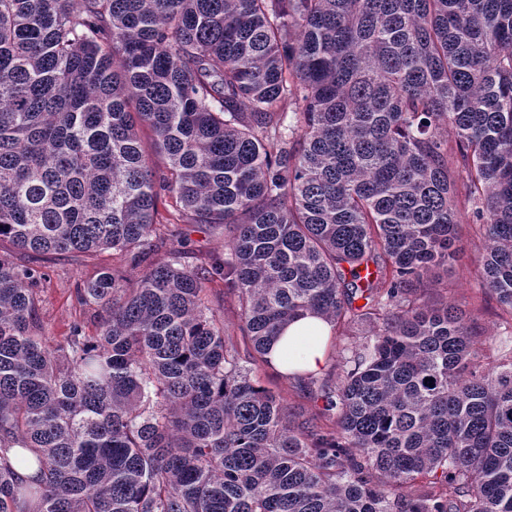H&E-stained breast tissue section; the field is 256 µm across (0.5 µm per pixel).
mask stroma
<instances>
[{"mask_svg":"<svg viewBox=\"0 0 512 512\" xmlns=\"http://www.w3.org/2000/svg\"><path fill=\"white\" fill-rule=\"evenodd\" d=\"M460 241L454 260L447 269H438L425 279L417 291L419 303L437 306L446 302L462 310L468 322L478 332L484 348L512 349V335L505 333L500 318L499 305L486 294L480 284L476 258L482 250V238L472 222L469 206H462ZM169 231L173 237H187L190 251L182 258L189 266L200 264L209 254L226 250L230 233L221 226H198L195 224H173ZM16 262L41 269L46 274L38 287V317L44 334L51 342L67 336L72 322L79 318L82 310L75 300V290L83 280L103 267L120 265L119 256L103 251L94 257L81 254H15ZM206 302L220 310L224 317V329L241 365L251 369L263 386L276 394L283 404L289 419L294 423H322V403L318 400L319 386L336 384L345 362L361 337L340 336L334 340L327 367L316 383L306 385L294 378L283 377L273 367L262 363L253 350L248 336L239 329L236 306L225 293L223 284H208Z\"/></svg>","mask_w":512,"mask_h":512,"instance_id":"obj_1","label":"stroma"}]
</instances>
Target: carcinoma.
Instances as JSON below:
<instances>
[{"label": "carcinoma", "instance_id": "carcinoma-1", "mask_svg": "<svg viewBox=\"0 0 512 512\" xmlns=\"http://www.w3.org/2000/svg\"><path fill=\"white\" fill-rule=\"evenodd\" d=\"M463 202L512 322V0H0V241L124 261L51 344L0 254V512H512V351L416 304ZM166 204L229 253L158 256ZM214 282L263 362L360 328L328 423L240 365Z\"/></svg>", "mask_w": 512, "mask_h": 512}]
</instances>
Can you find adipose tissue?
I'll return each instance as SVG.
<instances>
[{
	"mask_svg": "<svg viewBox=\"0 0 512 512\" xmlns=\"http://www.w3.org/2000/svg\"><path fill=\"white\" fill-rule=\"evenodd\" d=\"M331 340L330 325L308 315L288 325L266 358L281 374L315 377L327 366Z\"/></svg>",
	"mask_w": 512,
	"mask_h": 512,
	"instance_id": "obj_1",
	"label": "adipose tissue"
}]
</instances>
